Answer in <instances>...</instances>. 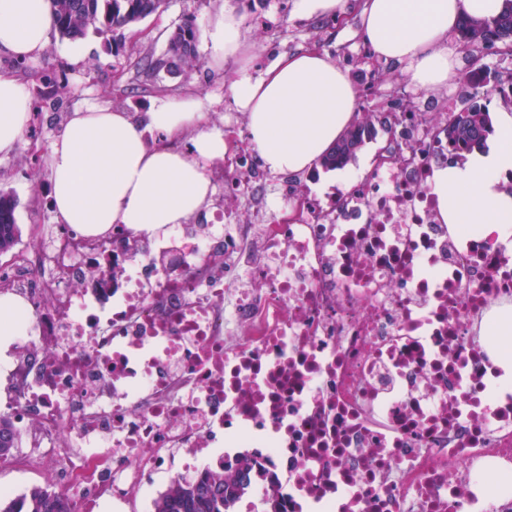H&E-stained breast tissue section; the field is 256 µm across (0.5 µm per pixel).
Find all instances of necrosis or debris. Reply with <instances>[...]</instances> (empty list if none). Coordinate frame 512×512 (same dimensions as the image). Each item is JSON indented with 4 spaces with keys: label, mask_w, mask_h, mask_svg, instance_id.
<instances>
[{
    "label": "necrosis or debris",
    "mask_w": 512,
    "mask_h": 512,
    "mask_svg": "<svg viewBox=\"0 0 512 512\" xmlns=\"http://www.w3.org/2000/svg\"><path fill=\"white\" fill-rule=\"evenodd\" d=\"M402 164L318 195L316 173L267 198L257 157L224 156L215 223L158 239L56 226L0 290L25 306L0 406L72 512H125L152 476L252 458L280 512H512V385L483 318L512 307L497 234L450 232L428 188L463 92L398 90ZM433 111H423V103Z\"/></svg>",
    "instance_id": "obj_1"
}]
</instances>
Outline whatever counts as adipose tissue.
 Wrapping results in <instances>:
<instances>
[{
  "instance_id": "adipose-tissue-1",
  "label": "adipose tissue",
  "mask_w": 512,
  "mask_h": 512,
  "mask_svg": "<svg viewBox=\"0 0 512 512\" xmlns=\"http://www.w3.org/2000/svg\"><path fill=\"white\" fill-rule=\"evenodd\" d=\"M511 7L512 0H364L361 35L372 55L406 64L410 82L431 89L456 73L457 60L440 48L448 34L465 20L490 21ZM53 26L49 0H0V54L37 57ZM201 38L212 66L236 64L228 90L248 114L249 139L264 169L314 168L357 121L354 86L328 54L302 50L254 74L245 21L224 8L207 18ZM204 110V101L191 96L158 99L136 115L108 105L73 112L46 157L57 222L94 235L121 224L152 238L202 214L214 193L208 172L228 148L223 132L204 125ZM31 112L25 86L0 71V155L23 144ZM493 123L494 146L435 167L429 187L443 223L498 232L512 255V192L501 186L512 168V111L496 110ZM154 132L189 135L191 148L157 145Z\"/></svg>"
}]
</instances>
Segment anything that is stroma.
Instances as JSON below:
<instances>
[{
  "instance_id": "obj_1",
  "label": "stroma",
  "mask_w": 512,
  "mask_h": 512,
  "mask_svg": "<svg viewBox=\"0 0 512 512\" xmlns=\"http://www.w3.org/2000/svg\"><path fill=\"white\" fill-rule=\"evenodd\" d=\"M225 6L243 15L255 10L267 17V28H247V38L256 48L257 68H264L278 55L312 47L327 51L352 80H359L369 70L364 58L366 47L358 35L360 0H344L345 14L337 21L295 18L292 0H166L159 13L135 27L127 26L106 35L91 32L77 41L54 33L37 59L21 65L0 56V67L16 70L34 99L46 91L40 82L41 75H55L56 81L48 91L56 108L42 110L32 121L43 144L53 140L75 108L92 100L133 113L144 112L156 98L190 89L209 99L211 111L221 112L229 98L224 84L231 75L232 62H225L220 70L204 65L176 77L162 72L154 78L142 73L140 62L144 56L158 58L165 53L171 33L185 16H194L200 23ZM443 48L460 61L455 77L459 83L470 71L497 73L512 65V56L495 48L463 50L454 33L445 40ZM80 49L86 50L87 55L77 65L72 55ZM49 185L45 154H33L24 145L15 154L0 157V192L17 199L15 217L21 229L18 244L11 251L0 253V268L11 266L22 252L47 241L55 224L48 206Z\"/></svg>"
}]
</instances>
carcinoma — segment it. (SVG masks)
Returning <instances> with one entry per match:
<instances>
[{
    "label": "carcinoma",
    "mask_w": 512,
    "mask_h": 512,
    "mask_svg": "<svg viewBox=\"0 0 512 512\" xmlns=\"http://www.w3.org/2000/svg\"><path fill=\"white\" fill-rule=\"evenodd\" d=\"M55 28L63 39L76 41L92 29L107 34L113 29L136 23L159 12L165 0H50ZM460 42L469 48L507 44L512 41V9L492 22L465 21L459 29ZM202 63L199 35L193 20L178 25L169 37L162 57L147 60L146 70L155 74L164 71L177 76L198 68ZM477 84L484 87V97L471 95L462 108L448 119L442 129L448 146L458 159L485 146L493 133L492 119L483 98L501 97L500 78L485 84L486 73L475 72ZM390 132L376 112H362L336 145L320 161L326 172L356 159L357 153L379 133ZM17 199L0 193V252L10 250L20 237L15 221ZM15 437L9 417L0 415V459L11 454ZM251 467L244 457L236 464L207 470L198 480L176 479L153 501L152 512H233L249 491L246 473ZM0 512H71L62 497L46 487H33L17 498L0 496Z\"/></svg>",
    "instance_id": "carcinoma-1"
}]
</instances>
